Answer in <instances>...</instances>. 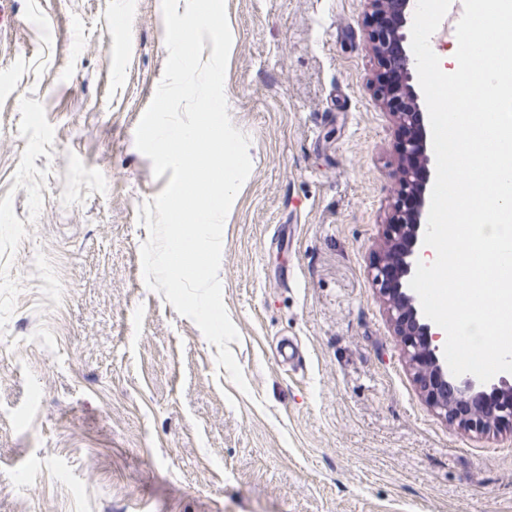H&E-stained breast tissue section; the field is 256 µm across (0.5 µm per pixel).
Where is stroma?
<instances>
[{"label": "stroma", "mask_w": 512, "mask_h": 512, "mask_svg": "<svg viewBox=\"0 0 512 512\" xmlns=\"http://www.w3.org/2000/svg\"><path fill=\"white\" fill-rule=\"evenodd\" d=\"M251 172L218 349L143 278L159 0H12L0 39V512H512V429L428 403L371 279L399 188L365 0H226ZM294 343L298 362L283 361Z\"/></svg>", "instance_id": "35a3bbf8"}]
</instances>
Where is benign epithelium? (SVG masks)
I'll list each match as a JSON object with an SVG mask.
<instances>
[{
	"mask_svg": "<svg viewBox=\"0 0 512 512\" xmlns=\"http://www.w3.org/2000/svg\"><path fill=\"white\" fill-rule=\"evenodd\" d=\"M368 4L370 12L376 15L391 13L393 22L388 27L378 28L375 21H370L366 34L367 46L382 69L398 70L396 81L379 79L372 85L374 96L387 106L394 98L407 100L408 109L395 112L393 116L400 125L412 124L420 130L419 137L401 141L397 146L401 173L399 199L395 204V214L385 225L384 237L388 250L384 257L372 264L373 282L385 295L390 292L385 284L398 285L399 295L389 306L390 317L397 335L401 337L404 352L416 366L417 379L434 409L453 421L457 409L462 406L480 403L491 395L506 398L504 406L483 408L465 424L469 431H484L492 424L512 420V381L502 376L496 382H481L473 377L453 375L447 368L445 357L441 355L439 334L433 332L434 323L423 313L418 298L403 291V282L416 271L417 256L424 249L428 216L426 191L430 177L424 112L413 84L411 57L404 47L408 41L404 30L406 15L412 8L413 0H368Z\"/></svg>",
	"mask_w": 512,
	"mask_h": 512,
	"instance_id": "1",
	"label": "benign epithelium"
}]
</instances>
